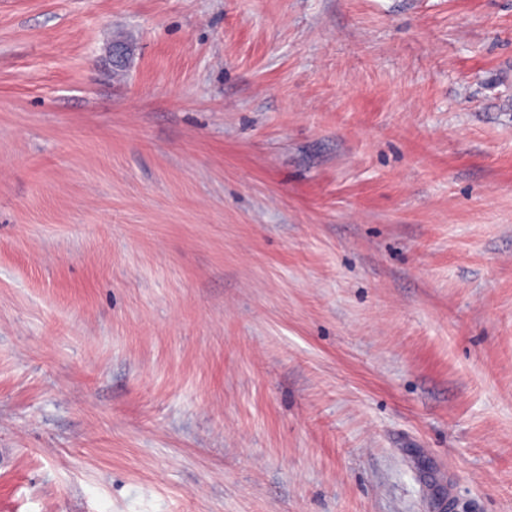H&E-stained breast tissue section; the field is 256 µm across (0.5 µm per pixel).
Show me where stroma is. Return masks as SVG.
I'll return each instance as SVG.
<instances>
[{
  "instance_id": "1",
  "label": "stroma",
  "mask_w": 512,
  "mask_h": 512,
  "mask_svg": "<svg viewBox=\"0 0 512 512\" xmlns=\"http://www.w3.org/2000/svg\"><path fill=\"white\" fill-rule=\"evenodd\" d=\"M0 512H512V0H0Z\"/></svg>"
}]
</instances>
